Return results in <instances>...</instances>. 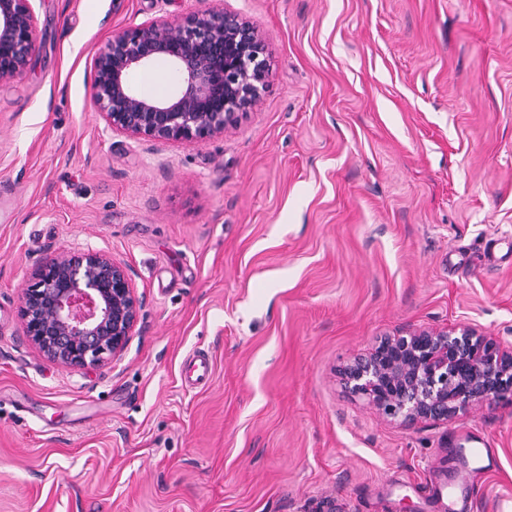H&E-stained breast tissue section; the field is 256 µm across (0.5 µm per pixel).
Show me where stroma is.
<instances>
[{
  "label": "stroma",
  "mask_w": 512,
  "mask_h": 512,
  "mask_svg": "<svg viewBox=\"0 0 512 512\" xmlns=\"http://www.w3.org/2000/svg\"><path fill=\"white\" fill-rule=\"evenodd\" d=\"M208 5L34 2L0 86V512H512V403L399 426L341 377L419 329L512 345L490 257L512 238V0H224L269 48L259 105L196 144L110 130L98 48ZM90 248L146 302L123 354L78 370L19 304ZM196 349L214 370L191 388Z\"/></svg>",
  "instance_id": "stroma-1"
}]
</instances>
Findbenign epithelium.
I'll use <instances>...</instances> for the list:
<instances>
[{
    "label": "benign epithelium",
    "instance_id": "obj_1",
    "mask_svg": "<svg viewBox=\"0 0 512 512\" xmlns=\"http://www.w3.org/2000/svg\"><path fill=\"white\" fill-rule=\"evenodd\" d=\"M34 0H0V83L23 76L32 52ZM167 59L177 91L147 98L131 71ZM269 50L246 18L222 0L177 24L153 19L99 48L93 97L111 129L133 138L200 143L222 136L261 100ZM145 305L130 266L89 249L49 257L22 289L23 335L47 359L97 367L119 357ZM346 387L389 422L448 421L469 409L512 402V347L471 326L382 338L341 370Z\"/></svg>",
    "mask_w": 512,
    "mask_h": 512
}]
</instances>
